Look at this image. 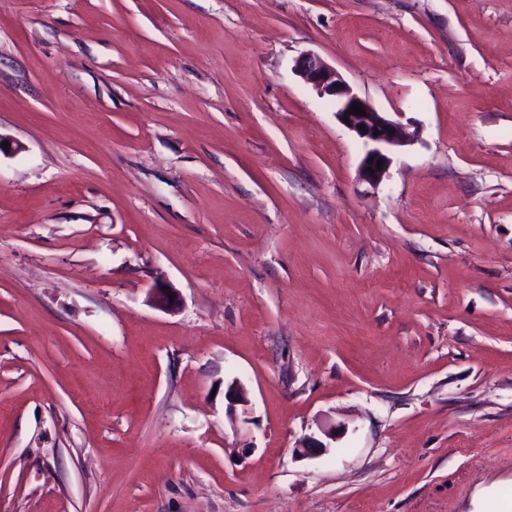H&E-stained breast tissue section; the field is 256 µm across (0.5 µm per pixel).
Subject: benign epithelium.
<instances>
[{
    "mask_svg": "<svg viewBox=\"0 0 512 512\" xmlns=\"http://www.w3.org/2000/svg\"><path fill=\"white\" fill-rule=\"evenodd\" d=\"M297 75L306 83L312 85L319 95L332 98L336 104V116L354 136L366 147V152L359 167L360 178L371 184L382 182L392 163V150L406 145L411 141V135L403 125L392 119L385 112L376 111L366 100L353 92L351 87L330 68L321 58L311 53L302 54L294 65ZM360 103L366 115L350 112L353 103ZM364 129H359V126ZM382 167H377L378 162ZM374 173L367 172V169ZM324 439L314 436L298 448L295 453L304 459L328 451V441L336 439V425L329 424L321 428Z\"/></svg>",
    "mask_w": 512,
    "mask_h": 512,
    "instance_id": "7a95c632",
    "label": "benign epithelium"
}]
</instances>
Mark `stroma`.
Here are the masks:
<instances>
[{"label": "stroma", "mask_w": 512, "mask_h": 512, "mask_svg": "<svg viewBox=\"0 0 512 512\" xmlns=\"http://www.w3.org/2000/svg\"><path fill=\"white\" fill-rule=\"evenodd\" d=\"M0 139V512L512 500V0H0ZM294 70L319 95L334 100L338 120L367 148L359 167L360 178L371 185L380 184L391 166L392 150L409 143L411 135L400 122L392 119L386 112H377L366 100L354 93L336 70L318 56L302 54L297 59ZM354 102L363 106L367 116L350 112ZM345 117H348L349 123L345 122ZM358 125H364L365 131L359 129ZM375 130L379 131V135H375ZM370 157H373V161H370ZM378 161H383L381 170H377ZM368 168H372L374 174L367 172Z\"/></svg>", "instance_id": "35a3bbf8"}]
</instances>
